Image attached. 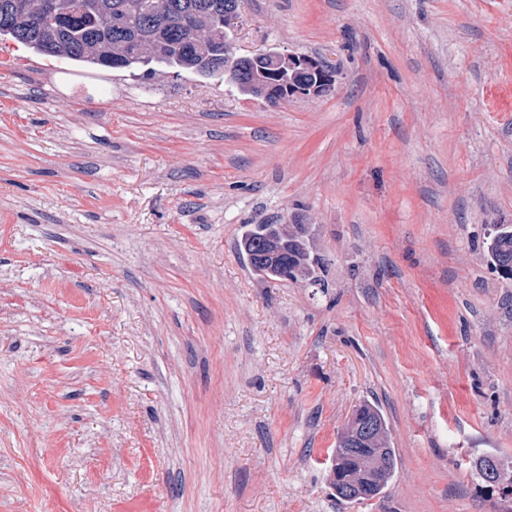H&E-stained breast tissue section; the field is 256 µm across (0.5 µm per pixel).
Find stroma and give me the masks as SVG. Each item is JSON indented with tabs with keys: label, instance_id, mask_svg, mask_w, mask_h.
<instances>
[{
	"label": "stroma",
	"instance_id": "1",
	"mask_svg": "<svg viewBox=\"0 0 512 512\" xmlns=\"http://www.w3.org/2000/svg\"><path fill=\"white\" fill-rule=\"evenodd\" d=\"M238 55L338 66L278 106L223 78L0 39V512H490L512 469V0H242ZM310 222L324 287L256 275ZM397 467L330 484L363 402ZM496 230L488 235L485 242L487 253L492 262V270L499 277L512 279V267L510 274L501 271V267L512 262V225L495 224Z\"/></svg>",
	"mask_w": 512,
	"mask_h": 512
}]
</instances>
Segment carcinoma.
Instances as JSON below:
<instances>
[{
  "label": "carcinoma",
  "instance_id": "cac0c4a2",
  "mask_svg": "<svg viewBox=\"0 0 512 512\" xmlns=\"http://www.w3.org/2000/svg\"><path fill=\"white\" fill-rule=\"evenodd\" d=\"M30 0H0V36L23 44L39 54H45L44 44L56 42L51 57L111 69H131L164 65L193 71L207 76L227 77L223 71L208 67L207 60L224 54V3L228 0H165L166 12L159 11V0H85L84 17L65 24L57 17L25 21ZM200 4L209 7L207 22L211 36L191 41L180 25L183 12ZM292 78L288 68H272L261 60L251 66V81L236 85L244 95L263 97L269 81L286 82ZM259 239L275 241L283 252L282 260L256 259L251 268L271 279H288L295 268L305 271L304 280L310 285L321 283L319 269L323 261L312 259L308 247V229L295 224H252L241 241L246 255L255 252ZM492 270L499 277L512 279V273L501 267L512 262V225L498 224L485 242ZM361 415L375 421L379 444L384 448V469L373 476L368 492L379 496L394 475L397 457L389 446L388 425L381 408L373 403L358 407Z\"/></svg>",
  "mask_w": 512,
  "mask_h": 512
}]
</instances>
